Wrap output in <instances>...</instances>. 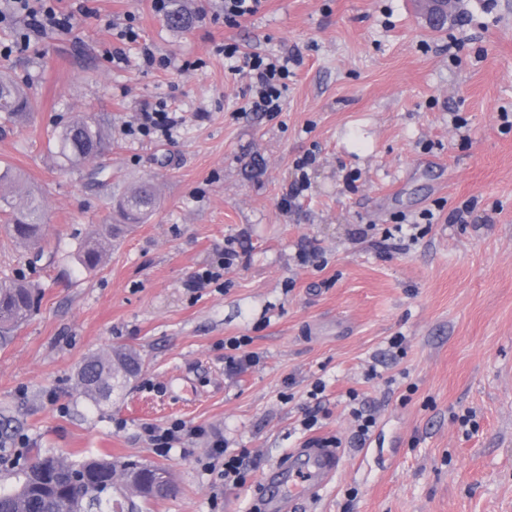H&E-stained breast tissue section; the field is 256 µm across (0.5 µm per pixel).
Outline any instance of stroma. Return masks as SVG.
<instances>
[{"instance_id": "35a3bbf8", "label": "stroma", "mask_w": 512, "mask_h": 512, "mask_svg": "<svg viewBox=\"0 0 512 512\" xmlns=\"http://www.w3.org/2000/svg\"><path fill=\"white\" fill-rule=\"evenodd\" d=\"M85 4L57 0L72 30L21 54L3 53L21 23L0 22V72L37 104L0 129V165L39 189L55 248L35 261L0 230V276L38 297L0 344V484L39 453L109 454L174 473L149 512H253L270 471L309 436H335L340 468L297 512H512V0H459L437 31L417 0H263L233 28L224 0H184L186 31L151 0ZM130 13L169 68L119 42ZM228 43L299 54L282 112L240 111L248 79L229 71ZM162 104L183 117L173 137L136 133ZM96 113L111 118L108 150L60 169L53 134ZM308 153L309 188L284 211ZM144 181L158 190L149 220L113 240L106 264L79 266L91 225L116 221L113 191ZM464 206L467 223H450ZM229 244L222 285L189 289ZM239 336L260 361L231 374L224 344ZM114 346L143 367L96 408L76 371ZM353 392L377 420L363 443ZM174 420L205 433L154 448L145 426ZM214 436L248 449L245 484L204 469Z\"/></svg>"}]
</instances>
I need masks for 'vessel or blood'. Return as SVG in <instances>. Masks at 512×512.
Returning a JSON list of instances; mask_svg holds the SVG:
<instances>
[{"instance_id":"b4317fda","label":"vessel or blood","mask_w":512,"mask_h":512,"mask_svg":"<svg viewBox=\"0 0 512 512\" xmlns=\"http://www.w3.org/2000/svg\"><path fill=\"white\" fill-rule=\"evenodd\" d=\"M302 454L304 463L274 470L264 484L260 499L269 512H284L289 498L281 491L283 485H291L299 492H307L322 483H328L336 474L341 462V453L333 448H324L309 443Z\"/></svg>"}]
</instances>
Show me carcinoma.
<instances>
[{"mask_svg": "<svg viewBox=\"0 0 512 512\" xmlns=\"http://www.w3.org/2000/svg\"><path fill=\"white\" fill-rule=\"evenodd\" d=\"M169 25L188 28L192 19L174 4L167 15ZM36 109L12 81L0 78V123H13L16 118ZM104 119L82 117L65 125L55 143L56 157L62 168H73L90 157L105 151ZM157 195L151 183L115 200L118 224H94L80 246L77 262L88 269L100 266L112 247V237L121 224H143L155 209ZM40 205L36 195L28 192L16 203L0 207L6 215L4 228L13 240L25 250L41 256L48 248L44 225L40 222ZM35 309L34 290L19 280L0 277V340L17 330ZM142 369L140 355L127 348H113L102 354L87 357L77 369V383L85 399L99 407L112 402L117 391L115 382L127 385ZM127 461L106 456L88 457L79 462L45 454L35 458L26 469L16 474L14 483L0 486V512H146L147 505L157 502L150 487L173 485L170 470L153 464L143 472V485L132 496L112 482L110 476L125 471ZM73 473L84 475L76 485L71 483Z\"/></svg>", "mask_w": 512, "mask_h": 512, "instance_id": "1", "label": "carcinoma"}]
</instances>
